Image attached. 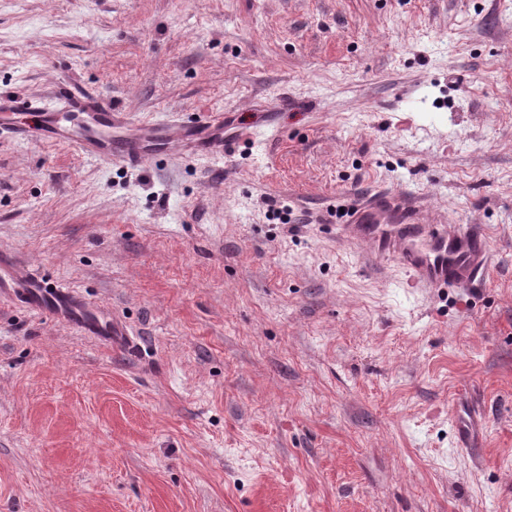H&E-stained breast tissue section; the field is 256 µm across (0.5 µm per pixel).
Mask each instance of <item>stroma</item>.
I'll list each match as a JSON object with an SVG mask.
<instances>
[{"label":"stroma","instance_id":"stroma-1","mask_svg":"<svg viewBox=\"0 0 512 512\" xmlns=\"http://www.w3.org/2000/svg\"><path fill=\"white\" fill-rule=\"evenodd\" d=\"M64 83L231 147L0 136V262L129 332L0 296V512H512V0H0V97ZM378 190L486 279L366 267Z\"/></svg>","mask_w":512,"mask_h":512}]
</instances>
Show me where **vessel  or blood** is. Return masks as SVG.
<instances>
[{
    "label": "vessel or blood",
    "instance_id": "b4317fda",
    "mask_svg": "<svg viewBox=\"0 0 512 512\" xmlns=\"http://www.w3.org/2000/svg\"><path fill=\"white\" fill-rule=\"evenodd\" d=\"M54 99L46 108L34 100L0 99V110L39 111L43 138L70 144L104 162L137 166L177 147L224 155V121L211 112L196 113L190 121L175 113L144 122L113 107L99 92L66 84L57 88ZM341 231L347 242L367 246L381 266L402 268L412 287L428 291L474 285L491 262L484 226L426 223L413 199L402 193L380 191L356 201ZM14 295L33 310L81 325L111 342H121L126 334L114 320L85 310L74 292L30 281Z\"/></svg>",
    "mask_w": 512,
    "mask_h": 512
}]
</instances>
